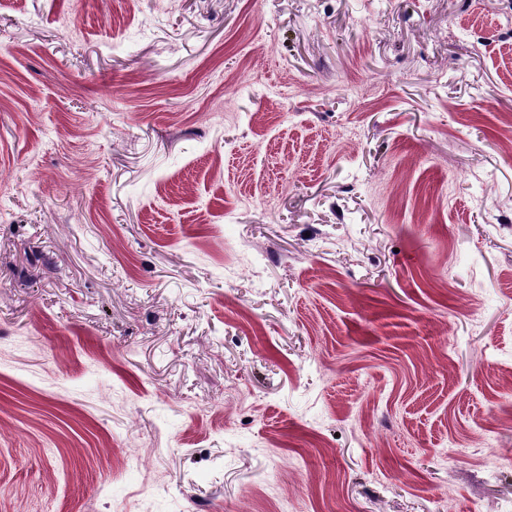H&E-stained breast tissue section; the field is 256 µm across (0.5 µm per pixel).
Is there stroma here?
I'll use <instances>...</instances> for the list:
<instances>
[{"label":"stroma","instance_id":"obj_1","mask_svg":"<svg viewBox=\"0 0 512 512\" xmlns=\"http://www.w3.org/2000/svg\"><path fill=\"white\" fill-rule=\"evenodd\" d=\"M512 0H0V512H512Z\"/></svg>","mask_w":512,"mask_h":512}]
</instances>
